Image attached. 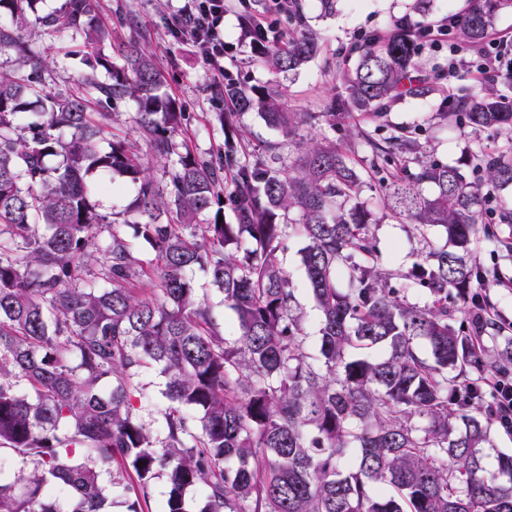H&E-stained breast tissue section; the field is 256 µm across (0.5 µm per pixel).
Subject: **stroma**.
Masks as SVG:
<instances>
[{"label": "stroma", "mask_w": 512, "mask_h": 512, "mask_svg": "<svg viewBox=\"0 0 512 512\" xmlns=\"http://www.w3.org/2000/svg\"><path fill=\"white\" fill-rule=\"evenodd\" d=\"M180 4L181 0H100V15L111 25L114 40L135 37L156 54L166 72L165 89L186 114L183 133L195 152L207 158L224 142V132L213 119L214 113L223 111L224 100L213 93L209 66L197 57L193 47L174 41L168 31L165 19ZM300 5V16L294 17L278 11L273 0H224V39L229 44L224 55L225 70L243 86L280 90L284 110L305 115L294 137L288 139L270 128L255 111L240 113L237 126L252 153L266 154L268 145H275L272 165L276 168L294 165L302 154V142L309 139L343 146L364 182L362 198L374 213L370 231L377 239L382 263L392 275V286L409 302L426 304V291L406 280L405 275L423 252L425 242H440V232L433 229L428 237H420L413 226L397 218L384 203L381 184L378 176L371 173V156L363 140L369 136L381 141L400 130L411 131L419 149L415 159L405 164V171L410 174L417 170L421 159L454 165L480 150L512 151V129L475 132L463 115L442 118L447 93L468 94L480 89L467 72H448V47L460 41L455 29L450 30L443 44L433 47L424 43L419 48L418 61L431 77L433 93L396 100L376 119L356 112L332 123L326 114L342 94L343 77L356 67L367 38L386 34L405 15L416 22L433 24L451 15H462L469 0H336L330 13L323 11L320 0H300ZM248 11L265 14L279 30L288 32L302 27L315 33L317 54L295 71L283 73L265 66L242 36L241 18ZM23 37L33 51H54L55 59L45 75L49 86L66 89L83 72L79 58L65 53L71 44L69 32H57L49 39L40 28L30 27ZM304 245L302 237H289L279 261L295 291L306 345L313 352L318 346L320 313L301 261ZM472 255L488 286L490 305L500 322L505 323L506 336L512 337V253L480 239L473 243ZM165 384L158 371L144 372L140 392L133 401L137 416L157 437L163 434V413L168 406Z\"/></svg>", "instance_id": "obj_1"}]
</instances>
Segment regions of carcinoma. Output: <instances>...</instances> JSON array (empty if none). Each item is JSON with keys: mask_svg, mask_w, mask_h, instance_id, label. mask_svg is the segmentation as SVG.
<instances>
[{"mask_svg": "<svg viewBox=\"0 0 512 512\" xmlns=\"http://www.w3.org/2000/svg\"><path fill=\"white\" fill-rule=\"evenodd\" d=\"M38 2L0 0L10 20L0 24V56L10 57L0 64V449L21 463L0 471V512H60V490L68 512H105L101 475L114 463L128 512H142L160 473L162 512H189L196 488L198 512H512V454L493 471L483 462L495 424L483 381L512 375V342L498 345L494 322L474 334L448 313L450 293L467 309L487 304L471 257L475 240L496 237L481 222L482 186L461 165L425 161L384 186L421 238L433 227L445 237L408 273L430 298L411 305L380 270L372 212L358 201L363 181L343 148L311 142L297 166L273 168L251 158L236 112H216L224 147L200 157L176 141L185 113L162 92L154 53L137 40L113 45L98 0H64L48 14ZM509 8L512 0H475L463 42L481 44ZM30 25L80 38L68 54L86 71L69 90L44 81L53 58L28 48ZM316 51L295 29L260 60L292 71ZM417 51L409 29L370 39L344 79L343 108L377 117L399 97L433 91ZM213 92L286 137L301 123L277 91L229 79ZM126 98L152 158L169 164L162 188L117 133L109 109ZM448 103L474 129L512 128V99L494 88ZM368 145L395 166L415 150L405 130ZM473 159L486 184L512 186V160ZM105 174L139 184L121 219L91 201ZM223 197L234 224L218 221ZM295 232L307 240L302 263L321 313L315 354L279 263ZM134 238L150 251H136ZM196 267L236 315L232 343L189 276ZM149 274L151 298L136 288ZM380 347L382 357L364 353ZM150 368L165 377L169 401L160 442L133 406Z\"/></svg>", "mask_w": 512, "mask_h": 512, "instance_id": "obj_1", "label": "carcinoma"}]
</instances>
